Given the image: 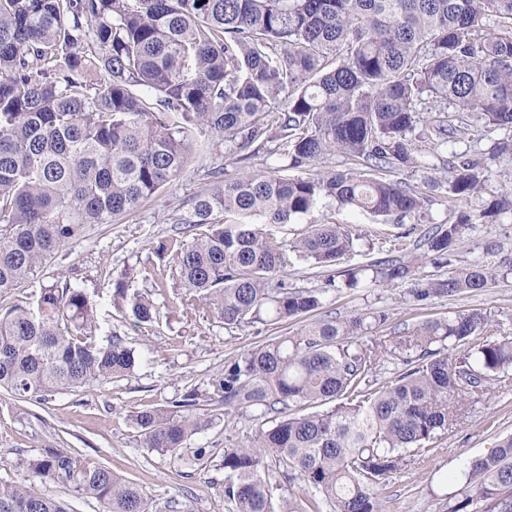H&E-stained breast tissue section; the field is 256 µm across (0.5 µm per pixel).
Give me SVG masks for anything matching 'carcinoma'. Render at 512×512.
Masks as SVG:
<instances>
[{"instance_id":"obj_1","label":"carcinoma","mask_w":512,"mask_h":512,"mask_svg":"<svg viewBox=\"0 0 512 512\" xmlns=\"http://www.w3.org/2000/svg\"><path fill=\"white\" fill-rule=\"evenodd\" d=\"M425 99L427 138L438 147L469 134L475 111L487 127L512 128V0H0V298L38 284L0 308V389L44 400L134 369L119 337L98 341L85 289L50 283L44 269L89 225L117 223L175 181L197 154L196 126L232 153L271 142L282 164L229 180L212 168V188L174 220L184 225L169 246L177 308L186 317L205 309L230 328L321 309L334 280L293 290L272 279L299 262L333 266L353 248L359 235L314 218L323 205L397 218L423 209V192L392 173L416 164L410 134ZM337 151L349 169L314 170ZM480 172L481 161L458 158L447 181L425 185L462 202L482 190ZM488 212H512V190ZM302 218L310 222L292 239L267 229ZM471 221L462 214L424 239L438 263L452 265ZM410 276L407 264L376 261L347 271L343 286ZM493 278L471 263L415 297L480 293ZM127 291L123 274L113 300L154 323L153 300ZM386 320L325 311L228 360L209 382L216 408L200 407L193 389L132 421L145 447L175 453L219 416L256 412L259 425L224 449L228 512H383L390 474L426 457L464 397L512 372V337L485 340L480 310L362 341ZM466 345L448 357V347ZM398 348L403 368L378 384L381 360ZM22 468L101 512H155L137 484L66 449ZM462 478L474 495L451 512H470L475 496L512 512V435L467 460ZM283 480L299 481L301 493L276 499ZM0 512L67 507L24 478L0 486Z\"/></svg>"}]
</instances>
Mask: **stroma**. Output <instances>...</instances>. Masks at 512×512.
Masks as SVG:
<instances>
[{
	"label": "stroma",
	"instance_id": "1",
	"mask_svg": "<svg viewBox=\"0 0 512 512\" xmlns=\"http://www.w3.org/2000/svg\"><path fill=\"white\" fill-rule=\"evenodd\" d=\"M505 135V130L481 126L439 147L424 138L414 140L417 167L394 172V179L419 186L425 176L446 175L445 160L466 155L484 161L482 192L460 204L443 192H432L419 214L401 220L329 209V220L359 233L353 250L329 268L297 264L283 275V282L297 289L324 288V310L341 318L369 310L385 312L388 320L378 330L382 336H404L422 321L472 310L488 316L487 340L512 336V214L484 215L493 195L512 188V166L490 158L495 141ZM194 138L209 149L176 181L157 192L135 216L91 226L85 237L72 241L58 255L55 272L85 288L98 305L99 340L120 337L137 362L127 376L86 391H63L44 401L0 395V483L16 481L21 462L45 449L67 448L138 484L157 505L175 500L181 512H227L222 456L225 448L250 432L252 411L215 421L178 456L144 447L132 421L136 411L170 406L187 391L207 392L210 380L223 371L228 359L274 333L264 324L230 328L205 310L189 319L174 312L180 280L171 255L158 251L178 235L174 217L192 196L210 186L213 167L223 168L225 177L232 178L278 163L277 156L254 145L248 159L228 154L222 139L205 129L196 130ZM463 212L473 215L474 225L458 239L453 266L482 262L495 271V282L481 293L416 300L415 289L448 274V268L435 264L423 246L425 234L437 225L456 222ZM390 258L408 262L412 277L356 288L325 287L327 280L340 279L344 270ZM124 271L130 274L129 294L147 296L157 304L160 317L152 327L136 325L128 308L113 304V282ZM510 434L512 381L492 385L488 395L464 402L453 428L432 442L428 458L391 475L384 512H451L466 494L458 476L467 459L490 453ZM195 448L209 450L206 469L184 464V457Z\"/></svg>",
	"mask_w": 512,
	"mask_h": 512
}]
</instances>
